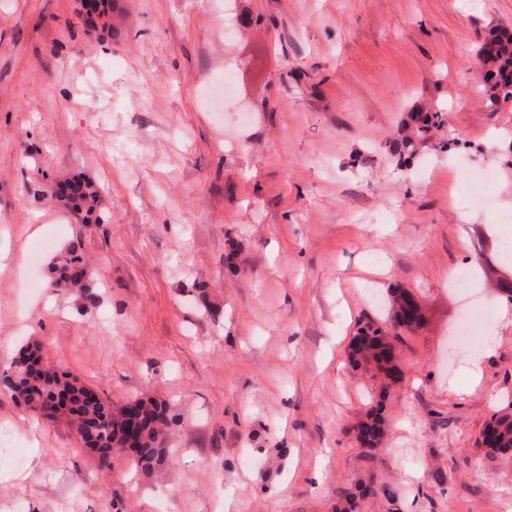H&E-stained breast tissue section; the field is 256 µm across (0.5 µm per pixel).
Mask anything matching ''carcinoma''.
<instances>
[{
  "label": "carcinoma",
  "mask_w": 512,
  "mask_h": 512,
  "mask_svg": "<svg viewBox=\"0 0 512 512\" xmlns=\"http://www.w3.org/2000/svg\"><path fill=\"white\" fill-rule=\"evenodd\" d=\"M483 46L490 54L483 57L488 69L483 80V90L490 104L499 102V97L512 96V33L498 32L485 40ZM66 183L75 193L68 199L69 206L84 212L87 220L102 219L99 209V194L89 181L68 179ZM51 287L62 292H75L88 299L93 296L94 285L89 270L76 246L60 252L52 269ZM388 317L393 325L411 328L420 321L418 302L414 296L398 289L391 293ZM381 327L368 320L357 330L359 336L371 337L359 348L348 354L349 364L357 369L370 360L377 363L387 358L385 352H377L382 337ZM0 386L21 400L27 407L40 409L55 397H67L58 402L65 411H55V416L66 418L75 435L88 447L96 449L99 458L106 460L119 454L120 445L132 440L134 447L127 451L136 467L144 472L162 469L166 460L163 448V427L167 425L165 408L152 399H139L120 408H113L99 395L89 390L78 379L55 371L41 357V347L28 343L20 347L10 366L0 372ZM387 388L381 387L379 402L368 413L372 422L359 426L360 438H376L377 424L383 422L382 399ZM489 436L493 438L485 448V455L495 457L512 450V413L505 410L493 415L489 423Z\"/></svg>",
  "instance_id": "obj_1"
}]
</instances>
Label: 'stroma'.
<instances>
[{"instance_id":"stroma-1","label":"stroma","mask_w":512,"mask_h":512,"mask_svg":"<svg viewBox=\"0 0 512 512\" xmlns=\"http://www.w3.org/2000/svg\"><path fill=\"white\" fill-rule=\"evenodd\" d=\"M110 22L0 0V370L36 341L110 406L163 403L168 462L100 461L0 389L26 458L0 462V512H512V453L476 444L512 403L491 230L512 225V100L487 105L477 64L512 0H113ZM416 112L437 125L409 150ZM64 176L104 223L52 196ZM71 244L94 304L48 286ZM467 266L500 336L476 382L449 345ZM393 288L424 321L381 401L348 349ZM65 183L76 193L70 199H66L73 210L84 212L88 221L93 219L98 222L102 219L99 209V194L92 182L77 179H67Z\"/></svg>"}]
</instances>
